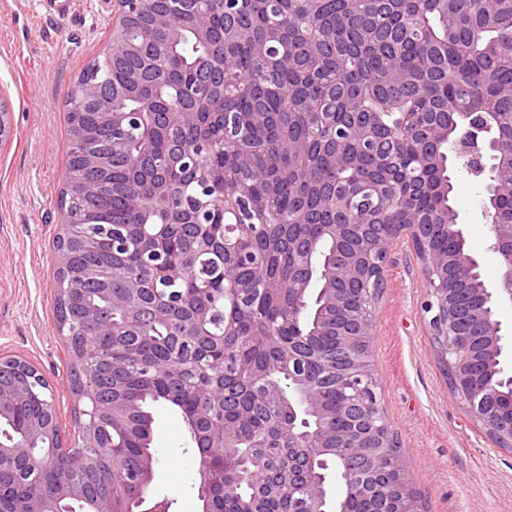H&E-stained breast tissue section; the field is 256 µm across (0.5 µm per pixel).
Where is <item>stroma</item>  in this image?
<instances>
[{"mask_svg": "<svg viewBox=\"0 0 512 512\" xmlns=\"http://www.w3.org/2000/svg\"><path fill=\"white\" fill-rule=\"evenodd\" d=\"M113 0H71L48 15L44 0H0V88L14 112L0 152V355L38 367L56 397L58 425L74 437L78 398L57 331L53 272L58 196L67 175L64 102L80 72L109 42ZM484 185L454 176V203L487 283L501 273L488 249ZM426 280L410 242L394 244L376 305L372 360L380 407L398 434L424 512H512V452L498 448L459 405L422 311ZM157 464L151 500L169 512H202L187 434L165 405L154 411Z\"/></svg>", "mask_w": 512, "mask_h": 512, "instance_id": "obj_1", "label": "stroma"}]
</instances>
